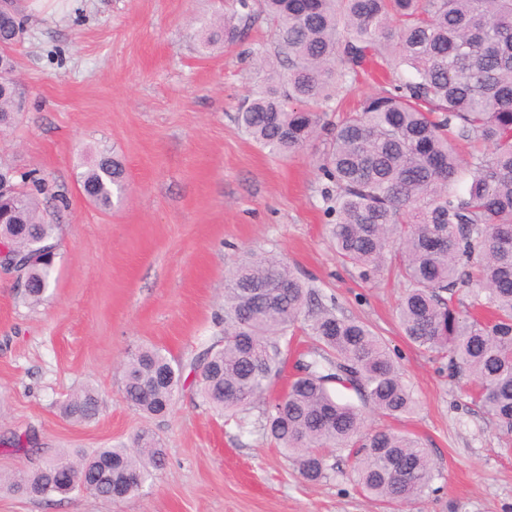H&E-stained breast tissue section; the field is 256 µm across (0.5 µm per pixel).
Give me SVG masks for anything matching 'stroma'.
Returning <instances> with one entry per match:
<instances>
[{"label":"stroma","mask_w":512,"mask_h":512,"mask_svg":"<svg viewBox=\"0 0 512 512\" xmlns=\"http://www.w3.org/2000/svg\"><path fill=\"white\" fill-rule=\"evenodd\" d=\"M25 32L13 47L26 109L0 131V165L43 179V210L59 225L57 278L36 305L0 270V512H387L365 497L342 455L311 484L258 425L268 398L250 407L239 435L203 404L188 376L169 413L143 414L123 396L122 365L142 346L182 364L221 339L224 278L243 252H274L337 314L386 342L417 400L415 409L367 424L412 433L434 477L399 512H512V438L466 395L464 378L415 349L399 324L403 285L385 272L361 279L328 235L333 185L318 170L324 139L282 159L235 115L259 76L256 52L273 54L274 27L256 19L245 38L204 47L200 24L237 11L236 0H20ZM396 73L372 62L344 86L332 121ZM126 169L127 192L104 210L78 175L102 150ZM96 390L99 413L66 418L61 403ZM149 432L166 466L138 494L108 500L76 492L38 500L11 488L18 475L66 453L132 445ZM34 438L38 449L14 447Z\"/></svg>","instance_id":"35a3bbf8"}]
</instances>
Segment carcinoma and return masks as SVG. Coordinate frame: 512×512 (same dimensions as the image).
Wrapping results in <instances>:
<instances>
[{
	"mask_svg": "<svg viewBox=\"0 0 512 512\" xmlns=\"http://www.w3.org/2000/svg\"><path fill=\"white\" fill-rule=\"evenodd\" d=\"M262 12L275 26V62L260 58L265 82L237 112L238 125L278 156L329 135L319 169L336 188V253L365 280L387 267L397 272L407 340L451 375L468 374L472 404L512 433V0H262ZM202 31L206 46L241 37L226 18ZM374 56L408 76L328 127L336 88ZM16 86V69L0 70L5 127L18 114ZM457 137L490 151L465 161ZM79 179L102 209L123 198L125 167L115 153L101 154ZM43 194L44 182L34 179L0 205V246L19 259L21 299L36 304L54 282L58 230L41 218ZM317 296L280 255L236 260L225 276L223 345L191 363L203 404L249 431L241 413L280 375L288 333L308 316L301 374L268 405L265 434L309 482L326 477L327 451L339 449L354 461L365 495L388 506L421 496L433 479L427 450L392 428H367L365 413L330 385L389 417L413 409L411 388L382 337L316 305ZM182 372L162 350L141 348L125 363L126 401L146 414L168 413ZM61 408L90 420L98 396L85 388ZM164 466L163 449L144 433L131 448L60 455L12 487L33 498L82 490L119 500Z\"/></svg>",
	"mask_w": 512,
	"mask_h": 512,
	"instance_id": "cac0c4a2",
	"label": "carcinoma"
}]
</instances>
